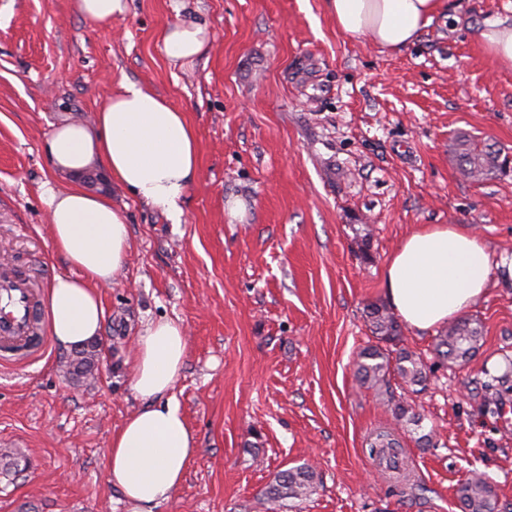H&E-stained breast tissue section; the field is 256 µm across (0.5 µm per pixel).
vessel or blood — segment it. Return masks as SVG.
<instances>
[{"instance_id":"vessel-or-blood-1","label":"vessel or blood","mask_w":512,"mask_h":512,"mask_svg":"<svg viewBox=\"0 0 512 512\" xmlns=\"http://www.w3.org/2000/svg\"><path fill=\"white\" fill-rule=\"evenodd\" d=\"M38 302L26 278L20 274H0V362L12 364L18 358H42L48 347L46 333H32Z\"/></svg>"}]
</instances>
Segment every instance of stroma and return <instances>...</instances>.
Returning <instances> with one entry per match:
<instances>
[{"label": "stroma", "mask_w": 512, "mask_h": 512, "mask_svg": "<svg viewBox=\"0 0 512 512\" xmlns=\"http://www.w3.org/2000/svg\"><path fill=\"white\" fill-rule=\"evenodd\" d=\"M399 52L350 40L326 0H188L211 34L193 65L172 66L161 32L174 0H131L126 17L90 25L74 0H0V271L45 295L68 265L45 225L41 145L62 121L91 122L126 79L185 112L199 172L180 223L92 170L130 247L111 287L94 377L66 372L70 351L0 367V450L26 457L0 477V512H129L105 450L143 402L132 388L135 340L166 318L188 332L173 395L196 439L182 483L154 512H274L265 487L308 464L320 485L291 512H459L472 472L512 512V420L484 406V384L512 363V162L473 181L459 171L471 138L512 159V69L476 41L477 21H512V0H455ZM245 201L243 219L228 200ZM453 224L483 238L494 269L468 311L483 325L467 364L440 362L436 331L401 328L428 381L399 378L397 399L422 420H396L354 374L373 337L365 312L387 305L384 270L413 231ZM400 437L408 489L367 442ZM429 435V446L417 439Z\"/></svg>", "instance_id": "stroma-1"}]
</instances>
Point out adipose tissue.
<instances>
[{
    "mask_svg": "<svg viewBox=\"0 0 512 512\" xmlns=\"http://www.w3.org/2000/svg\"><path fill=\"white\" fill-rule=\"evenodd\" d=\"M337 27L394 52L413 43L450 5L448 0H327ZM476 36L500 67L512 69V25L484 19ZM167 58L187 66L209 46L206 25L182 20L162 34ZM52 170L108 171L130 194L177 220L198 173V139L185 112L145 86L120 81L93 123L65 122L42 143ZM47 225L55 253L74 269L55 275L46 293L49 331L63 348L99 336L105 310L99 293L121 270L129 249L124 215L102 196L80 187L44 183ZM491 278L486 245L451 224L411 233L385 268L388 300L411 328L426 331L459 316L483 297ZM187 351L184 327L151 323L137 339L133 388L143 402L113 434L106 451L109 480L132 512H153L183 479L195 453L172 390Z\"/></svg>",
    "mask_w": 512,
    "mask_h": 512,
    "instance_id": "adipose-tissue-1",
    "label": "adipose tissue"
}]
</instances>
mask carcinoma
I'll use <instances>...</instances> for the list:
<instances>
[{
    "instance_id": "1",
    "label": "carcinoma",
    "mask_w": 512,
    "mask_h": 512,
    "mask_svg": "<svg viewBox=\"0 0 512 512\" xmlns=\"http://www.w3.org/2000/svg\"><path fill=\"white\" fill-rule=\"evenodd\" d=\"M506 161L501 153L473 142L460 155V172L467 178L480 180L503 167ZM371 333L378 340L375 345L365 347L356 361L359 381L374 389L381 399L393 405L395 416L419 424L421 418L413 407L396 399L389 387V376L397 375L403 383L422 386L427 373L422 358L416 353L401 348L395 352L385 349L381 343L392 344L399 340L400 325L396 318L381 307L367 311ZM482 340V328L470 318H460L448 325L436 343L438 357L457 363H465L476 354ZM99 344L92 342L74 352L68 373L77 378L94 375ZM370 455L392 478H406L402 469L401 448L389 435L379 433L370 443ZM317 473L303 464L279 472L263 492L264 497L279 508L287 506L290 499H301L310 495L316 486ZM461 512H499L498 496L493 485L481 474H475L458 484L456 488Z\"/></svg>"
}]
</instances>
